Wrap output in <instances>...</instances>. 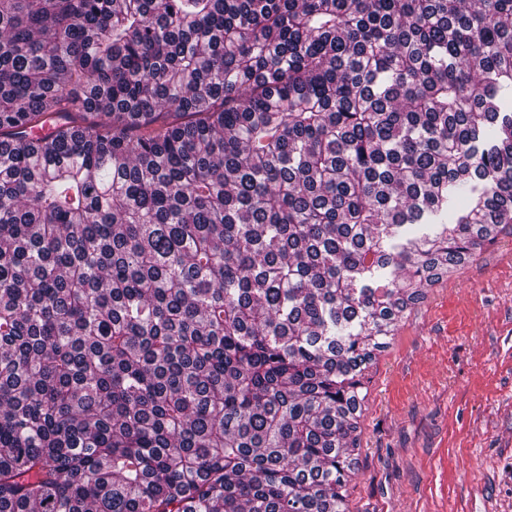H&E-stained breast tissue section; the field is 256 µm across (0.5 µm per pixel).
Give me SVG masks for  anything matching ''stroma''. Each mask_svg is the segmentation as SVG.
I'll list each match as a JSON object with an SVG mask.
<instances>
[{
  "label": "stroma",
  "instance_id": "stroma-1",
  "mask_svg": "<svg viewBox=\"0 0 512 512\" xmlns=\"http://www.w3.org/2000/svg\"><path fill=\"white\" fill-rule=\"evenodd\" d=\"M350 512H512V232L407 312L370 374Z\"/></svg>",
  "mask_w": 512,
  "mask_h": 512
}]
</instances>
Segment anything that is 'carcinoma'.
Returning a JSON list of instances; mask_svg holds the SVG:
<instances>
[{
	"label": "carcinoma",
	"mask_w": 512,
	"mask_h": 512,
	"mask_svg": "<svg viewBox=\"0 0 512 512\" xmlns=\"http://www.w3.org/2000/svg\"><path fill=\"white\" fill-rule=\"evenodd\" d=\"M511 228L512 0H0V512H349Z\"/></svg>",
	"instance_id": "obj_1"
}]
</instances>
